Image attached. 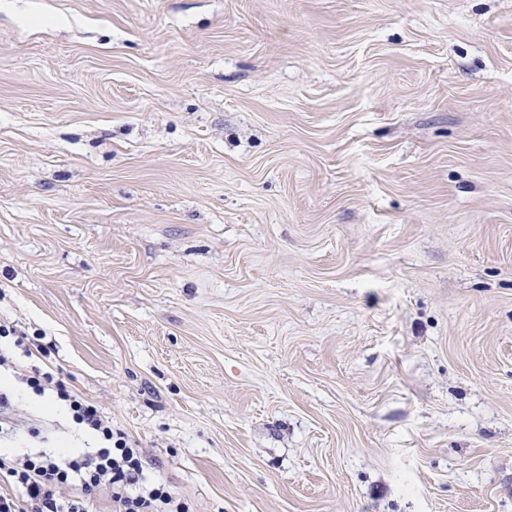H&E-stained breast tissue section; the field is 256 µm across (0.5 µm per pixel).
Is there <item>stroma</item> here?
<instances>
[{
    "label": "stroma",
    "mask_w": 512,
    "mask_h": 512,
    "mask_svg": "<svg viewBox=\"0 0 512 512\" xmlns=\"http://www.w3.org/2000/svg\"><path fill=\"white\" fill-rule=\"evenodd\" d=\"M0 320L191 512H512V0H0Z\"/></svg>",
    "instance_id": "obj_1"
}]
</instances>
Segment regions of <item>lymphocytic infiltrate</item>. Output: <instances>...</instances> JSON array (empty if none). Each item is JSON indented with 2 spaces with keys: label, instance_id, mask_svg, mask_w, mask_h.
<instances>
[{
  "label": "lymphocytic infiltrate",
  "instance_id": "f902f5d3",
  "mask_svg": "<svg viewBox=\"0 0 512 512\" xmlns=\"http://www.w3.org/2000/svg\"><path fill=\"white\" fill-rule=\"evenodd\" d=\"M2 369L35 395L65 403L73 423L93 434L97 445L60 458L0 454V512H90L98 494L109 496L119 512H189L168 485L145 475L136 448L96 404L52 372L23 368L0 350Z\"/></svg>",
  "mask_w": 512,
  "mask_h": 512
}]
</instances>
